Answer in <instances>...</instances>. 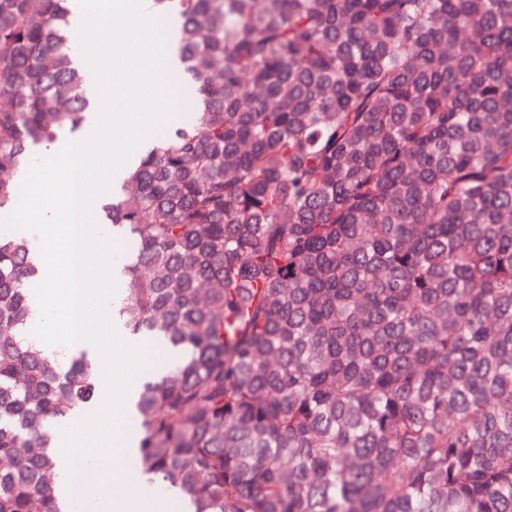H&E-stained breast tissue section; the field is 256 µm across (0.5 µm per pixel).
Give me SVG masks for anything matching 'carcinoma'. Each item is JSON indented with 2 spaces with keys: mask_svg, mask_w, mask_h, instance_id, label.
Instances as JSON below:
<instances>
[{
  "mask_svg": "<svg viewBox=\"0 0 512 512\" xmlns=\"http://www.w3.org/2000/svg\"><path fill=\"white\" fill-rule=\"evenodd\" d=\"M195 121L106 212L121 310L173 364L138 391L140 469L190 512H512V0H153ZM67 0H0L10 171L92 102ZM0 232V512H61L47 423L93 365L30 336Z\"/></svg>",
  "mask_w": 512,
  "mask_h": 512,
  "instance_id": "obj_1",
  "label": "carcinoma"
}]
</instances>
